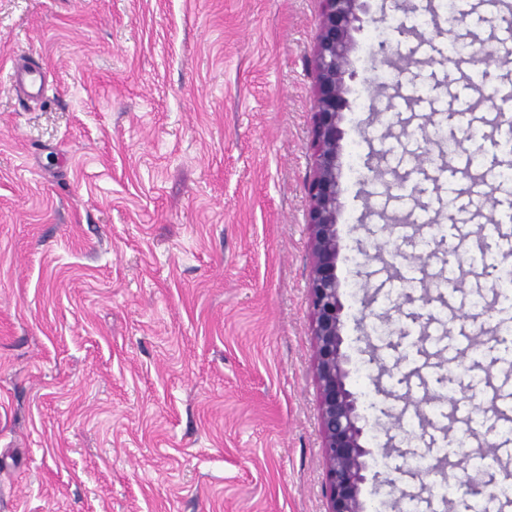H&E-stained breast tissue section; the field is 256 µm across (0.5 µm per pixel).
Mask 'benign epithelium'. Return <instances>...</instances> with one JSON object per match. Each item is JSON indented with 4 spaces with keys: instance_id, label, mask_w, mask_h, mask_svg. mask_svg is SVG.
Here are the masks:
<instances>
[{
    "instance_id": "1",
    "label": "benign epithelium",
    "mask_w": 512,
    "mask_h": 512,
    "mask_svg": "<svg viewBox=\"0 0 512 512\" xmlns=\"http://www.w3.org/2000/svg\"><path fill=\"white\" fill-rule=\"evenodd\" d=\"M315 53L318 79L312 123L315 171L308 185L313 268L310 278L312 331L317 342L321 426L327 463L325 491L329 512H366L361 489L367 458L358 395L347 388L346 355L342 351L343 305L336 276L338 241L336 212L341 189L337 160L341 153L339 122L348 100L346 75L351 60V31L360 21L363 0H324Z\"/></svg>"
}]
</instances>
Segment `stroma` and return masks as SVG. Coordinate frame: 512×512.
I'll return each mask as SVG.
<instances>
[{
	"mask_svg": "<svg viewBox=\"0 0 512 512\" xmlns=\"http://www.w3.org/2000/svg\"><path fill=\"white\" fill-rule=\"evenodd\" d=\"M407 0H367L343 114L336 274L349 386L361 394L378 506L414 447L392 425L409 384L481 401L473 376L512 377V332L482 318L478 354L447 378L424 364L439 311L470 326L483 264L511 223L486 215L391 242L387 215L448 212L466 177L426 176L380 196L368 168L424 101L453 109L462 70L410 63ZM323 0H0V512H327L312 334L307 187ZM489 6L428 30L497 49ZM386 42L389 55L378 54ZM49 73L47 97L13 93V61ZM416 100L398 98L403 68ZM512 62L488 58L480 121L456 133L489 182L512 164L494 142ZM456 252L458 306L378 284L383 263Z\"/></svg>",
	"mask_w": 512,
	"mask_h": 512,
	"instance_id": "1",
	"label": "stroma"
}]
</instances>
